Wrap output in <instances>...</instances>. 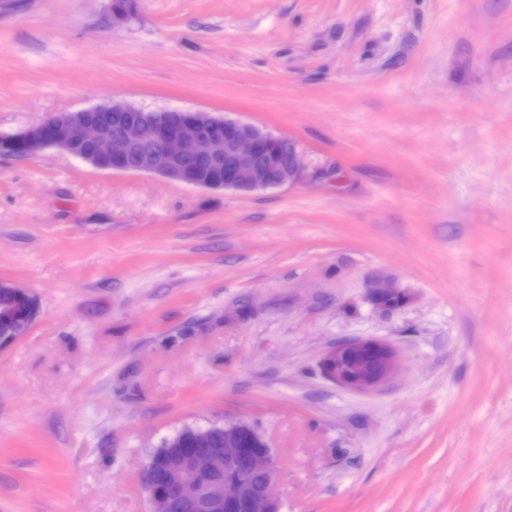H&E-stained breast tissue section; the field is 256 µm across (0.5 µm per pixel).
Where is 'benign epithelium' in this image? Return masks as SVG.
I'll return each instance as SVG.
<instances>
[{
    "instance_id": "1",
    "label": "benign epithelium",
    "mask_w": 512,
    "mask_h": 512,
    "mask_svg": "<svg viewBox=\"0 0 512 512\" xmlns=\"http://www.w3.org/2000/svg\"><path fill=\"white\" fill-rule=\"evenodd\" d=\"M95 112H110L114 117L133 112L135 119L110 134L92 118ZM9 139L23 148L27 156L54 148L112 172L128 171L127 158L146 141L151 144L152 152L141 172L202 189L279 188L298 182L304 175V165L297 154L280 177L270 178L261 164L262 148L278 137L204 110H168L159 119L146 109L114 100L87 109L59 112L9 135ZM185 158H193L202 165L224 161V180L211 183L188 177L181 166ZM396 364L393 348L375 339L343 341L324 358L328 377L353 390L377 386L393 374ZM223 428L224 448L208 456L182 452L178 450V438L168 440L167 447L173 449L166 459L172 476L169 495L181 503L185 512H193L202 488L201 476L222 461L224 480L209 488L212 512H234L238 506L244 507L245 512H280L270 490L276 468L263 437L241 421L227 422ZM246 435L253 443L249 449L242 446ZM245 452L249 453L251 470L266 478L267 484L262 489L237 469V461Z\"/></svg>"
}]
</instances>
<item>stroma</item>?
Returning <instances> with one entry per match:
<instances>
[{
	"label": "stroma",
	"instance_id": "obj_1",
	"mask_svg": "<svg viewBox=\"0 0 512 512\" xmlns=\"http://www.w3.org/2000/svg\"><path fill=\"white\" fill-rule=\"evenodd\" d=\"M0 0V135L114 100L296 142L249 192L0 156V512H151L184 427L241 420L281 512H512V0ZM402 302L385 308L376 282ZM389 343L351 390L336 342ZM16 286L7 282H0V313L2 317V313L6 309L12 311L14 313H22V309L24 307V303L22 301L17 300L16 294L20 292L19 289H15ZM13 323L21 329V332L24 333L28 326L31 324L30 321L27 320L22 314L13 321ZM21 333V334H22ZM397 356L387 343L351 339L333 347L324 358L325 373L339 385L353 390L373 388L389 378ZM166 442V441H165ZM165 442L159 447L156 448L153 453L156 454V458L160 460L158 462L157 467L155 469V474L153 478V472L155 468V460H150L146 464L144 471L142 473V479L144 484L149 490V498L152 504V511L153 512H167V500L158 497L154 491H162L167 489V483H166V471L164 468V463L161 462L162 459H164L167 454L169 453L168 448H180V440L178 437L171 438L168 440L167 447L165 448ZM152 479H153V489L154 491H151V485H152Z\"/></svg>",
	"mask_w": 512,
	"mask_h": 512
}]
</instances>
